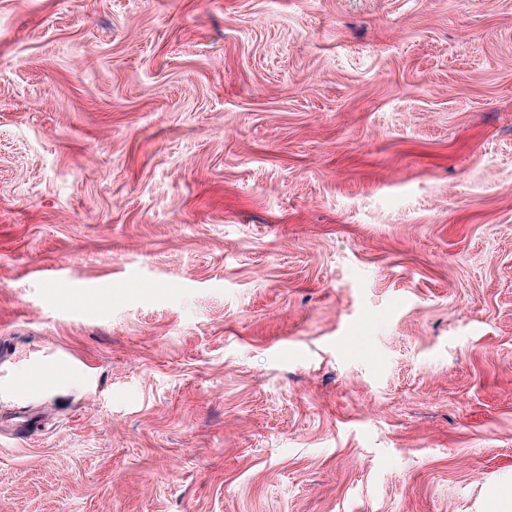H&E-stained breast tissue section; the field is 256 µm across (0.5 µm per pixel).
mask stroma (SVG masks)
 Segmentation results:
<instances>
[{
    "mask_svg": "<svg viewBox=\"0 0 512 512\" xmlns=\"http://www.w3.org/2000/svg\"><path fill=\"white\" fill-rule=\"evenodd\" d=\"M512 0H0V512H495Z\"/></svg>",
    "mask_w": 512,
    "mask_h": 512,
    "instance_id": "35a3bbf8",
    "label": "stroma"
}]
</instances>
